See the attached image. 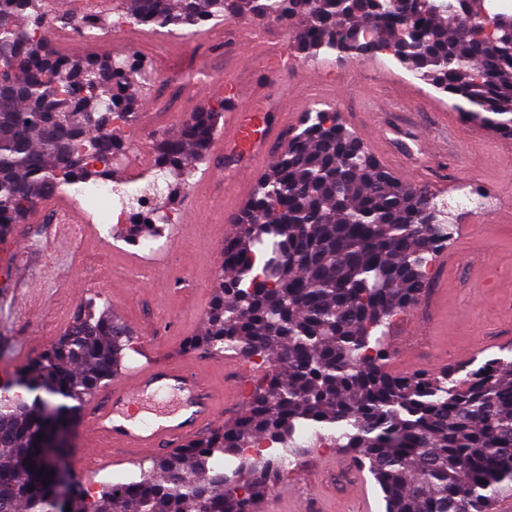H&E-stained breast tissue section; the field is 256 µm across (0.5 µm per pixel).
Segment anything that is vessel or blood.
Masks as SVG:
<instances>
[{"instance_id": "obj_1", "label": "vessel or blood", "mask_w": 512, "mask_h": 512, "mask_svg": "<svg viewBox=\"0 0 512 512\" xmlns=\"http://www.w3.org/2000/svg\"><path fill=\"white\" fill-rule=\"evenodd\" d=\"M239 43L252 46L273 38L266 27L247 22L239 25ZM280 51L272 46L267 63L279 68ZM290 113L279 101L259 98L248 112H229L224 117V134L217 155L244 159L250 174H258L264 161L284 143ZM175 396V407H159L153 418L139 419L140 400L146 395ZM222 409L221 395L208 376L188 366L164 361L130 371L115 378L100 394L92 397L85 410L84 437L98 446L95 468L137 460L157 448H178L212 428Z\"/></svg>"}]
</instances>
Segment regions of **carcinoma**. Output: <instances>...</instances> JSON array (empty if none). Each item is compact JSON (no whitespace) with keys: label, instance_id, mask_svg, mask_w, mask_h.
<instances>
[{"label":"carcinoma","instance_id":"cac0c4a2","mask_svg":"<svg viewBox=\"0 0 512 512\" xmlns=\"http://www.w3.org/2000/svg\"><path fill=\"white\" fill-rule=\"evenodd\" d=\"M128 19L186 32L202 18L287 29L306 57L389 51L455 99L467 120L512 139V14L486 0H114ZM0 0V235L63 185L113 181L138 121L130 90L156 76L137 54L73 59L48 38L86 15L60 0ZM220 100L159 134L146 186L155 224L206 158ZM203 335L189 350L274 361L236 419L71 512H256L308 429L352 453L385 512H491L512 492V359L465 372L395 375L385 335L419 305L428 266L455 225L425 186L386 170L337 112L314 108L232 220ZM126 325L92 304L0 395V512H66L45 438L123 366ZM270 448L253 454L250 448ZM30 462L23 463V460ZM50 476L40 475L41 470Z\"/></svg>","mask_w":512,"mask_h":512}]
</instances>
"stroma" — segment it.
Wrapping results in <instances>:
<instances>
[{
  "mask_svg": "<svg viewBox=\"0 0 512 512\" xmlns=\"http://www.w3.org/2000/svg\"><path fill=\"white\" fill-rule=\"evenodd\" d=\"M56 48L73 56H114L139 52L158 69L153 86L138 90L139 119L131 147L117 168L130 191L143 183L154 163L158 134L177 129L189 113L212 100L196 97L208 77L234 78L243 92L258 88L287 99L289 111L304 116L312 107L338 112L346 127L375 150V135L389 127H428L431 106H438L456 124L460 143L454 152L428 154L424 144H393L392 155L379 162L407 182L427 186L450 205L457 226L453 239L430 264L426 293L418 307L390 330L389 368L396 373L440 371L447 367L476 368L492 358L512 356V140L480 129L478 123H459L453 102L410 72L393 55L380 52L357 61L334 54L305 59L289 54L288 66L262 67V54L252 49V63L233 56L228 24L211 21L186 37L165 32L154 48L145 29L125 28L116 21L110 36L88 43L60 36L50 29ZM194 82H187V73ZM321 76L323 96L316 102L302 97L305 77ZM215 155L200 163L194 182L204 200L196 223L182 220L181 202H174L175 224L166 255L155 258L151 275L140 272L141 259L119 236L105 238L92 224L78 236L57 235L50 217L12 225L0 247L15 250L35 286L34 294L18 300L12 287H0V382L12 380L49 348L70 324L79 304L108 310L131 332L151 333L150 342L132 341L125 351L126 370L156 361L184 363L204 371L221 390L223 421L245 408L247 397L263 370L236 359V380L224 367L209 363V351H183L187 337L205 326L213 286L222 268L224 240L231 212L213 208L212 198L223 185L207 186ZM482 194L480 209L460 208L459 197ZM494 274L495 287L484 285ZM91 451L69 453L66 466L91 495L103 483L127 481L158 460L151 453L138 463L90 470ZM357 477L370 512H385L383 494L366 468L354 466L348 453L312 446L284 470L259 505V512H342L346 484Z\"/></svg>",
  "mask_w": 512,
  "mask_h": 512,
  "instance_id": "stroma-1",
  "label": "stroma"
}]
</instances>
